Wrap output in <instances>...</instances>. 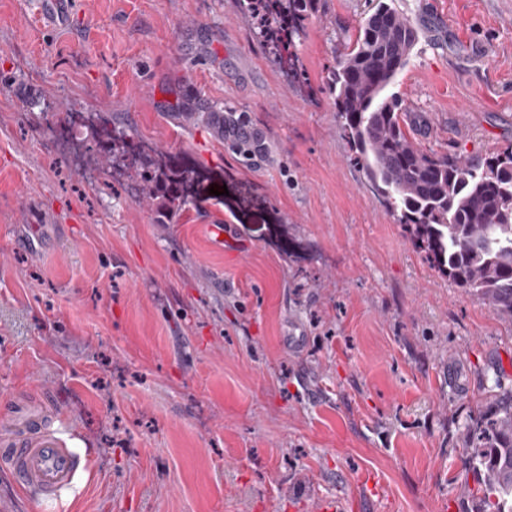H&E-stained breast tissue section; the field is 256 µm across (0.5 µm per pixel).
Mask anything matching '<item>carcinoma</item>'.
<instances>
[{"instance_id": "obj_1", "label": "carcinoma", "mask_w": 512, "mask_h": 512, "mask_svg": "<svg viewBox=\"0 0 512 512\" xmlns=\"http://www.w3.org/2000/svg\"><path fill=\"white\" fill-rule=\"evenodd\" d=\"M314 0H288L257 31L268 43L298 34ZM418 43L410 20L386 0L371 13L336 59L330 87L351 159L372 190L399 215L413 245L439 274L475 295L490 311L512 319V148L485 158H462L420 149L411 138L398 95L389 92ZM100 153L113 157L127 135L97 137ZM139 178L157 200L158 218L189 204L219 202L202 179L185 168H161L138 154ZM465 466L472 475L471 512H512V393L496 398L467 436Z\"/></svg>"}]
</instances>
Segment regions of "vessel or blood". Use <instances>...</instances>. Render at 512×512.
<instances>
[{
    "label": "vessel or blood",
    "mask_w": 512,
    "mask_h": 512,
    "mask_svg": "<svg viewBox=\"0 0 512 512\" xmlns=\"http://www.w3.org/2000/svg\"><path fill=\"white\" fill-rule=\"evenodd\" d=\"M0 451L23 488L55 495L77 476L73 453L44 428L38 414L28 410L14 416L9 437L0 441Z\"/></svg>",
    "instance_id": "obj_1"
}]
</instances>
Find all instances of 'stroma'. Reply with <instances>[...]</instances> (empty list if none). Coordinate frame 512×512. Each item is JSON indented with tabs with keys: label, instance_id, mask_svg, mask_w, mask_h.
<instances>
[{
	"label": "stroma",
	"instance_id": "obj_1",
	"mask_svg": "<svg viewBox=\"0 0 512 512\" xmlns=\"http://www.w3.org/2000/svg\"><path fill=\"white\" fill-rule=\"evenodd\" d=\"M248 0H0V416L81 439L74 498L0 512H467L465 433L512 391V321L442 277L350 151L330 73L368 0H316L288 50ZM395 93L428 152L512 146V0H395ZM263 136L219 138L215 106ZM83 115L221 178L168 222Z\"/></svg>",
	"mask_w": 512,
	"mask_h": 512
}]
</instances>
